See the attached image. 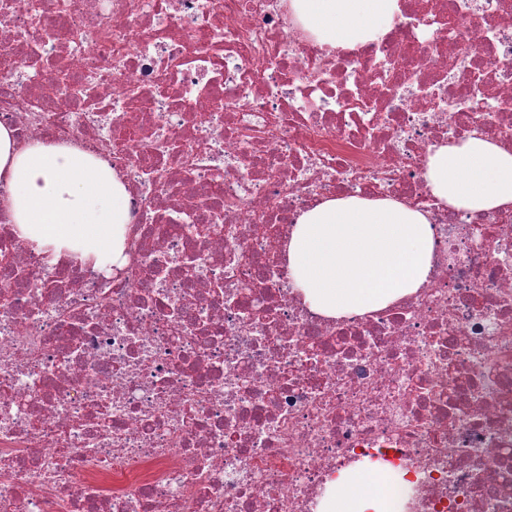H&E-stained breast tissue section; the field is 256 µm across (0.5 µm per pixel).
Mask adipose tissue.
I'll return each instance as SVG.
<instances>
[{
  "label": "adipose tissue",
  "mask_w": 512,
  "mask_h": 512,
  "mask_svg": "<svg viewBox=\"0 0 512 512\" xmlns=\"http://www.w3.org/2000/svg\"><path fill=\"white\" fill-rule=\"evenodd\" d=\"M319 43L352 49L383 36L397 0H292ZM423 179L440 202L470 213L512 209V151L481 136L430 147ZM0 197L19 234L57 260L74 255L104 268L125 251L127 193L103 158L75 146L18 145L0 124ZM288 271L305 305L328 317L362 314L415 292L432 270L427 213L400 200L346 195L319 201L288 239ZM323 512H389L372 472L333 486Z\"/></svg>",
  "instance_id": "adipose-tissue-1"
}]
</instances>
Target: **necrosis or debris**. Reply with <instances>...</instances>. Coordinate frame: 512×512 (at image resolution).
Instances as JSON below:
<instances>
[{
    "mask_svg": "<svg viewBox=\"0 0 512 512\" xmlns=\"http://www.w3.org/2000/svg\"><path fill=\"white\" fill-rule=\"evenodd\" d=\"M320 45L291 0H0V123L107 159L124 278L0 213V512H320L342 472L400 512H512V210L450 211L430 146L512 149V0H399ZM429 212L414 294L304 307L285 242L340 194Z\"/></svg>",
    "mask_w": 512,
    "mask_h": 512,
    "instance_id": "obj_1",
    "label": "necrosis or debris"
}]
</instances>
